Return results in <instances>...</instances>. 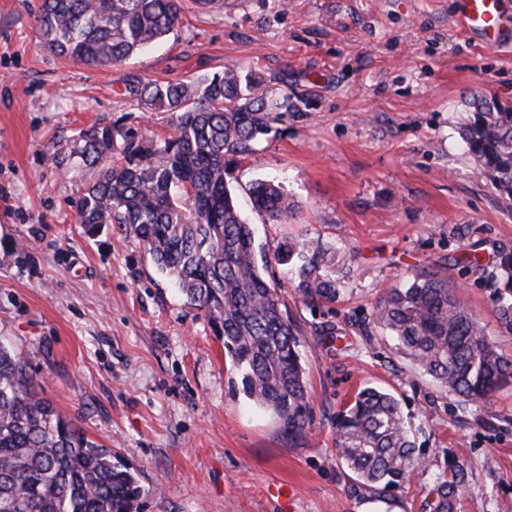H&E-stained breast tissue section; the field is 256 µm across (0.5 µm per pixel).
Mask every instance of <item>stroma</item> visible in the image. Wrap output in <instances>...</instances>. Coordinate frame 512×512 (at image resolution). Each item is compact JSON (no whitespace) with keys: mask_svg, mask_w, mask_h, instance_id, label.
I'll list each match as a JSON object with an SVG mask.
<instances>
[{"mask_svg":"<svg viewBox=\"0 0 512 512\" xmlns=\"http://www.w3.org/2000/svg\"><path fill=\"white\" fill-rule=\"evenodd\" d=\"M40 2L0 0V341L22 352L40 396L132 468L140 512H430L453 463L467 472L459 512H512V384L466 404L375 320L387 288L435 274L512 358L493 276L512 251V201L457 133L470 92L512 103V43L460 31L461 0H181L174 33L96 69L43 48ZM228 66L294 104L229 180L257 245L271 255L318 237L350 271L332 303L280 291L303 332V442L252 405L203 308L133 230L87 234L72 207L97 174L71 155L80 132L116 122L148 142L173 131L171 113L125 95L128 77L190 81ZM259 179L282 183L294 219L253 210ZM471 254L479 265H458ZM366 386L399 400L421 460L382 493L336 456L334 418Z\"/></svg>","mask_w":512,"mask_h":512,"instance_id":"stroma-1","label":"stroma"}]
</instances>
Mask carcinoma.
I'll list each match as a JSON object with an SVG mask.
<instances>
[{
  "instance_id": "carcinoma-1",
  "label": "carcinoma",
  "mask_w": 512,
  "mask_h": 512,
  "mask_svg": "<svg viewBox=\"0 0 512 512\" xmlns=\"http://www.w3.org/2000/svg\"><path fill=\"white\" fill-rule=\"evenodd\" d=\"M180 0H41L35 17L44 47L92 68H110L173 33ZM124 93L175 114V134L148 145L114 124L81 132L74 150L98 169L75 204L77 223L132 228L157 268L207 314L242 375L245 394L274 413L288 438L307 439L311 406L292 321L264 271L289 265L288 280L312 303L339 294L336 248L318 238L256 254L253 229L227 177L237 158L268 136L288 93L277 96L251 74L227 68L196 82H144ZM458 134L491 183L512 199V104L472 95ZM255 211L286 223L295 204L281 184L257 180ZM504 293L498 317L512 328V254L496 267ZM376 321L398 348L467 403L484 404L512 383V359L499 352L448 281L421 275L394 285L379 301ZM337 456L377 489L398 486L421 464L398 399L360 389L336 415ZM465 473L429 491L432 512H457ZM138 478L112 451L89 439L72 419L35 391L21 353L0 342V512H140Z\"/></svg>"
}]
</instances>
